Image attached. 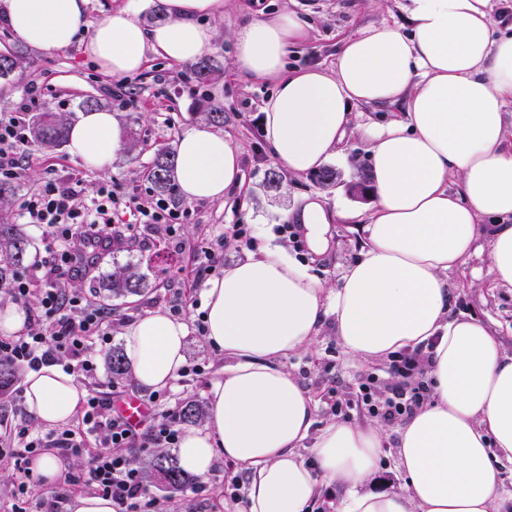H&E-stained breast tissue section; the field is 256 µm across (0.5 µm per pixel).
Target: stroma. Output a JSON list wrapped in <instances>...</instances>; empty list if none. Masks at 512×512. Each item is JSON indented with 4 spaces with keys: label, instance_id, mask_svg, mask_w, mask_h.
Returning <instances> with one entry per match:
<instances>
[{
    "label": "stroma",
    "instance_id": "35a3bbf8",
    "mask_svg": "<svg viewBox=\"0 0 512 512\" xmlns=\"http://www.w3.org/2000/svg\"><path fill=\"white\" fill-rule=\"evenodd\" d=\"M407 0H230L224 15L210 18L216 38L205 58L213 71L206 83H198L190 64L172 61L152 53L145 68L131 76L135 88L131 97L117 100L109 95L111 75L102 72L84 53L80 45L54 52L24 47L30 62L8 78H0V113L15 111L29 86H38L42 100L40 109L75 119L85 111L86 100L99 99L117 118L127 148L104 170L85 168L72 159L66 147L44 149L30 145L23 157V177L14 184L9 198V215H16L21 195L38 187L51 174L75 173L84 181L85 194L94 197L98 188L111 184L120 188L154 194L147 169L154 150L160 145H177L182 134L202 121L204 112L214 106L224 108L221 133L239 147L242 153V186L233 190L225 201H186L178 187L168 192L173 202L185 210L187 219L181 235L196 241L210 234L214 225L247 224L252 235L272 234L275 243L286 247L312 274L337 287L345 268L359 255L365 242L362 225L338 221L332 227L331 248L323 257L314 256L308 248L297 247L291 239L277 232L285 213L304 195L317 194L328 206L369 213L375 204L370 192L354 191L369 171V143L361 132L365 124L385 122L390 109L384 106L356 108L352 113L353 132L339 146L338 154L329 166L336 171L334 183L322 184L317 175L283 174L279 189L264 185L267 171L275 164L261 129V110L270 96L269 83L246 80L231 67L234 54L233 33L240 24L258 12L289 9L301 15L308 24L304 44L291 49L290 66L336 65L339 42L369 25L409 27L405 11ZM492 225L481 227V234L464 263L448 274L452 289L449 315L453 318L472 317L485 322L498 335L506 354L512 355V288L476 287L477 278L487 275L489 240ZM131 262L138 266L150 283L141 295L102 298L92 280L79 281L78 286L99 307L111 313L117 325L111 344H94L91 354L102 378H110L105 357L111 348L123 347L125 323L155 311H168L166 289L180 287L179 270L191 269L190 254H178L151 232H140L136 238L113 249L98 261L99 273H106L112 263ZM194 307L183 317L189 326L187 362L201 365L198 375L177 378L167 389L169 406H179L195 399L206 401L211 385L224 375V359L216 355L205 338L193 326L200 309L201 291H194ZM284 365L293 373L317 403L316 423L325 425L335 416L328 406L330 392H350L367 376L380 381L389 378L388 359L362 360L351 356L341 345L333 319H326L311 351L285 359ZM353 423H374L386 434L384 453L375 472L367 481L369 491L398 490L404 477L398 468L397 426L365 412L351 411ZM244 475L237 463L217 457L208 480L196 481L182 490L171 492L158 478L150 476L146 484L150 492L166 496L171 512H246L245 504L231 500L234 485L244 484Z\"/></svg>",
    "mask_w": 512,
    "mask_h": 512
}]
</instances>
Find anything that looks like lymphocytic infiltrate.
<instances>
[{"instance_id": "1", "label": "lymphocytic infiltrate", "mask_w": 512, "mask_h": 512, "mask_svg": "<svg viewBox=\"0 0 512 512\" xmlns=\"http://www.w3.org/2000/svg\"><path fill=\"white\" fill-rule=\"evenodd\" d=\"M38 103L39 92L32 87L15 111L0 113V181L21 176L20 158L27 146L25 117ZM126 210L139 214V224L118 223V214ZM18 217L42 228L44 247L52 259L32 264L23 276L0 286V293L25 311L28 321L23 333L0 335V361L29 371L59 365L87 381L89 390L76 425L43 434L18 426L0 439V456L13 458L22 495L34 482L30 463L41 449L54 448L80 462V473L62 472L53 485L42 489L35 506L17 505L13 512H59L60 500L81 484L111 498L116 512H165L164 502L150 495L142 472L131 464L126 451L136 446L175 447L180 435L177 411L155 413L158 397L150 395L147 402L153 411L141 434L111 412L106 391L114 383L100 378L90 348L111 341L112 318L74 291L71 283L93 277L100 253L142 228L164 238L172 250L184 249L178 235L184 213L167 199H146L109 185L100 187L96 197L86 198L82 178L68 174L24 194ZM228 237L247 245L252 242L246 225L216 228L192 251L195 279L206 278L223 265L222 246ZM430 359V352L420 349L393 354L391 380L381 393H374L372 381L362 382L355 392L334 400L332 411L345 415L357 408L387 423L413 413L428 394L425 371Z\"/></svg>"}]
</instances>
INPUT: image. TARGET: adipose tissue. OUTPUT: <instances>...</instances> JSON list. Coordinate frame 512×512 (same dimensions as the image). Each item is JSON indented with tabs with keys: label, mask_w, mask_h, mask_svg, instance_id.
I'll return each mask as SVG.
<instances>
[{
	"label": "adipose tissue",
	"mask_w": 512,
	"mask_h": 512,
	"mask_svg": "<svg viewBox=\"0 0 512 512\" xmlns=\"http://www.w3.org/2000/svg\"><path fill=\"white\" fill-rule=\"evenodd\" d=\"M226 2L165 0L167 19L146 27L136 18L139 0L93 26L89 0H0V23L44 51L85 36V53L120 79L138 74L150 51L181 63L199 59L215 37L207 20ZM407 11V31L371 26L343 39L330 71L289 68V47L307 35L295 13L253 16L235 32L234 70L273 84L262 129L289 173L325 165L354 107L406 105L403 116L367 130L375 207L364 226L367 245L338 288L268 241L204 286L207 342L226 358L224 377L207 394L204 426L183 435L177 458L204 480L217 454L239 464L248 512H307L330 485L343 492L337 512H499L502 505L498 464L512 462V356L482 321L449 318L448 273L490 219L488 278L512 286V27L494 30L489 0H409ZM67 148L84 165L108 167L123 148L117 119L104 109L79 113ZM175 174L183 199L223 200L242 184L240 150L196 124L178 141ZM340 217L359 215L317 195L285 215L319 257ZM329 315L342 346L362 360L433 347L431 400L397 429L400 490L364 488L383 453L382 430L341 420L315 428L314 400L282 365L309 351ZM187 336L184 322L159 311L127 327L124 354L138 390L175 381ZM86 395L72 375L48 365L28 372L23 402L36 424L56 426ZM307 440L309 462L298 453Z\"/></svg>",
	"instance_id": "1"
}]
</instances>
